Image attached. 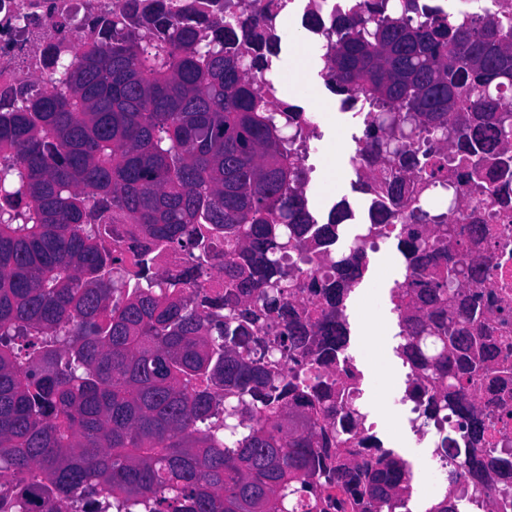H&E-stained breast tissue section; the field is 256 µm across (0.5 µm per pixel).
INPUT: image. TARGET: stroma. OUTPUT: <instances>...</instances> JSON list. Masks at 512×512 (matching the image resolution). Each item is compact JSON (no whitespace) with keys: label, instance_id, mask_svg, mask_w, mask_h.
Here are the masks:
<instances>
[{"label":"stroma","instance_id":"obj_1","mask_svg":"<svg viewBox=\"0 0 512 512\" xmlns=\"http://www.w3.org/2000/svg\"><path fill=\"white\" fill-rule=\"evenodd\" d=\"M303 7L302 0H294L289 6V24L277 26L281 52L275 62L274 86L278 99L301 107L318 129L317 150L310 157L315 170L307 188L309 208L323 223L336 203L347 201L353 217L341 227L340 239L345 242L368 218L369 202L358 188L359 177L351 162L363 124L321 78L323 62L317 38L296 22ZM401 260L394 236L385 239L378 249L368 251L362 278L347 302V354L359 373L357 406L375 423V432L385 447L412 464L409 512H428L442 498L445 483L433 468V441H417L412 415L402 402L407 369L397 353L400 327L392 301ZM375 322L383 326L384 338L372 346L366 341V332Z\"/></svg>","mask_w":512,"mask_h":512}]
</instances>
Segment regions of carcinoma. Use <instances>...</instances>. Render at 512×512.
<instances>
[{"label":"carcinoma","instance_id":"carcinoma-1","mask_svg":"<svg viewBox=\"0 0 512 512\" xmlns=\"http://www.w3.org/2000/svg\"><path fill=\"white\" fill-rule=\"evenodd\" d=\"M59 44L42 74L0 91V478L14 512H397L409 462L363 457L365 418L335 375L350 331L362 239L405 212L402 281L393 292L397 354L446 421L447 487L429 512L512 486V457L490 447L488 417H512L509 321L493 318L488 272L499 255L459 259L492 237L481 215L451 225L433 188L480 180L512 218V11L490 19L419 0H354L324 16L321 77L360 97L368 133L356 155L382 164L359 179L371 208L307 281L290 253L339 239L352 217L313 216L288 130L309 123L275 105L277 0H120L93 22L39 0ZM34 16L10 9L0 26ZM423 130L454 153L421 150ZM138 224L130 266L105 238ZM168 249L187 266L170 283ZM224 254V296L187 292ZM471 280L476 287L462 290ZM308 294L313 302L298 300ZM275 336H258L261 329ZM484 387L483 403L470 390ZM224 410H219V405Z\"/></svg>","mask_w":512,"mask_h":512}]
</instances>
